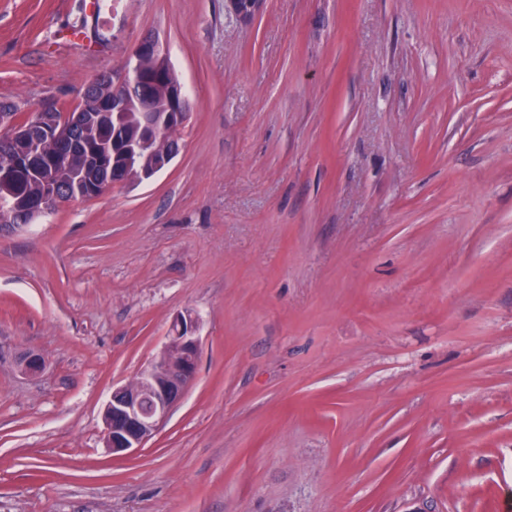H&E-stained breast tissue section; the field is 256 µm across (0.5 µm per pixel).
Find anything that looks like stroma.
<instances>
[{"label": "stroma", "instance_id": "stroma-1", "mask_svg": "<svg viewBox=\"0 0 512 512\" xmlns=\"http://www.w3.org/2000/svg\"><path fill=\"white\" fill-rule=\"evenodd\" d=\"M103 2L0 0V101L151 33L183 149L0 235V512H512V0ZM187 311L195 381L112 455ZM198 329L190 313L177 315L158 359L134 381L112 390L103 412L101 437L113 455L143 447L183 400L197 370Z\"/></svg>", "mask_w": 512, "mask_h": 512}]
</instances>
